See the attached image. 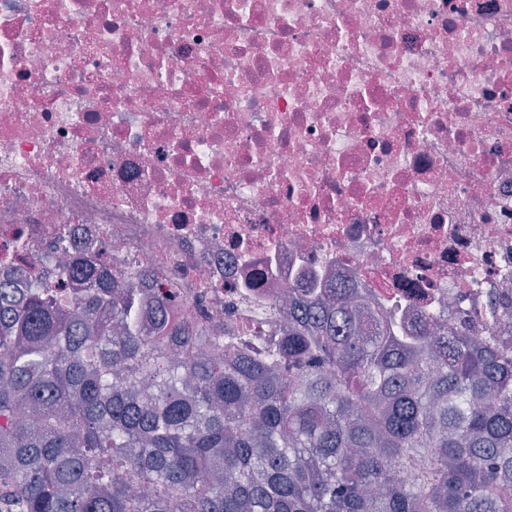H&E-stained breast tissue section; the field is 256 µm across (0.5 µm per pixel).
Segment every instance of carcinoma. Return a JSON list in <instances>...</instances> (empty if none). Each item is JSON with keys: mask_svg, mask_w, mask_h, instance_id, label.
I'll list each match as a JSON object with an SVG mask.
<instances>
[{"mask_svg": "<svg viewBox=\"0 0 512 512\" xmlns=\"http://www.w3.org/2000/svg\"><path fill=\"white\" fill-rule=\"evenodd\" d=\"M136 293L0 283V512H512V361L488 345L295 287L254 352Z\"/></svg>", "mask_w": 512, "mask_h": 512, "instance_id": "obj_1", "label": "carcinoma"}]
</instances>
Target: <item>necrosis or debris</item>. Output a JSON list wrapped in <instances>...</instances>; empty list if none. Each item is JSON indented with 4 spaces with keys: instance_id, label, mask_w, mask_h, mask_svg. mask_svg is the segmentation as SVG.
<instances>
[{
    "instance_id": "4bbe7bcc",
    "label": "necrosis or debris",
    "mask_w": 512,
    "mask_h": 512,
    "mask_svg": "<svg viewBox=\"0 0 512 512\" xmlns=\"http://www.w3.org/2000/svg\"><path fill=\"white\" fill-rule=\"evenodd\" d=\"M270 337L345 284L512 358V0H0V281Z\"/></svg>"
}]
</instances>
